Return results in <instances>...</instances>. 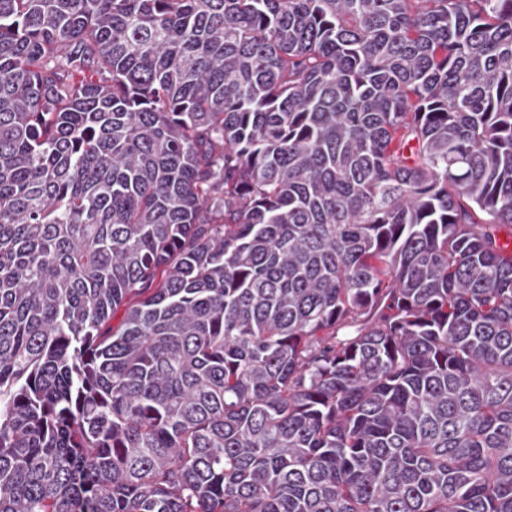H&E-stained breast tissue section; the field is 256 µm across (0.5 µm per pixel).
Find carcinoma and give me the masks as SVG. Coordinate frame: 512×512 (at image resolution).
<instances>
[{"mask_svg":"<svg viewBox=\"0 0 512 512\" xmlns=\"http://www.w3.org/2000/svg\"><path fill=\"white\" fill-rule=\"evenodd\" d=\"M512 0H0V512H512Z\"/></svg>","mask_w":512,"mask_h":512,"instance_id":"carcinoma-1","label":"carcinoma"}]
</instances>
